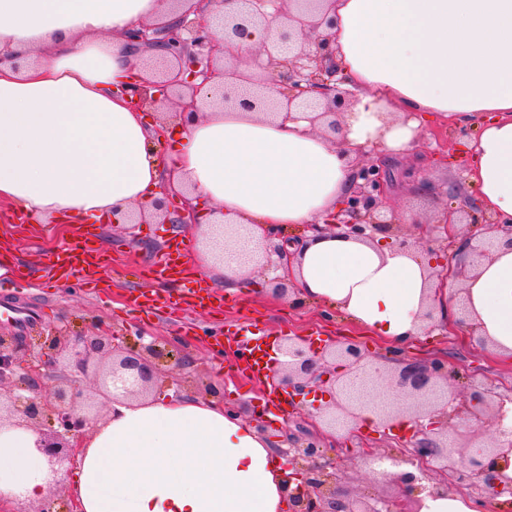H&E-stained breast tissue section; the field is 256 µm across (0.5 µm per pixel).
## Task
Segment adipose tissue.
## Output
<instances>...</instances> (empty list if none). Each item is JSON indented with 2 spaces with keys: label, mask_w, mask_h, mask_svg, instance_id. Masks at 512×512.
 Here are the masks:
<instances>
[{
  "label": "adipose tissue",
  "mask_w": 512,
  "mask_h": 512,
  "mask_svg": "<svg viewBox=\"0 0 512 512\" xmlns=\"http://www.w3.org/2000/svg\"><path fill=\"white\" fill-rule=\"evenodd\" d=\"M331 47L353 93L336 141L304 113L269 121L201 103L159 156L124 93L141 67L122 35L170 20L167 0H0V201L40 223L154 215L165 180L223 211L253 239L337 211L362 152L401 154L424 114L475 134L464 177L483 207L512 223V0H333ZM301 300L399 346L447 317L457 299L486 347L512 356V247L500 245L462 294L429 279L418 250L330 234L293 248ZM225 293L253 279L238 246L216 260ZM37 432L0 429V496L49 493ZM273 441L217 401L159 393L117 403L83 442L69 481L82 512H288Z\"/></svg>",
  "instance_id": "obj_1"
}]
</instances>
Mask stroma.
I'll return each mask as SVG.
<instances>
[{
    "mask_svg": "<svg viewBox=\"0 0 512 512\" xmlns=\"http://www.w3.org/2000/svg\"><path fill=\"white\" fill-rule=\"evenodd\" d=\"M440 126V120L429 121L411 150L384 158L398 212L432 218L448 208L464 205V195H450L448 187L463 174L459 163L467 157L463 146L467 133L451 125L446 127L444 140L438 141L433 132ZM89 231L91 247L106 261L97 277L107 283V290H87L82 275L77 273L47 288L43 285L44 273L61 239L57 225L46 230L38 228L35 219L0 205V252L13 253L25 272L23 281L0 282V294L12 295L42 313L40 322L25 334V341L35 342L51 326L62 327L71 336L85 335L89 317L96 315L127 338H134L136 330L142 329L158 336L161 342L180 348L196 364L191 392L205 396L210 383L220 382L225 397L235 398L242 407L262 400V387L248 382L239 374L237 362L219 359L217 352L238 347L246 335L260 332L277 337L288 333L324 339L346 336L365 345L372 356L383 352L380 340L340 317H328L324 306L310 302L293 306L286 298L273 294L270 277L265 273L241 283L235 294L225 298L223 308L196 309L192 315L195 331L186 333L181 324L165 314L128 308L126 299L134 290L182 294L181 283H154L148 281L147 272L160 260L164 241L175 237L188 243L183 261L192 263L202 244L197 226L143 224L131 236L109 224L90 226ZM410 354L420 359L446 356L463 373L455 384L459 393H469L470 378L475 374L493 379L500 393H512V363L497 362L476 337L462 332L450 335L438 329L418 339Z\"/></svg>",
    "mask_w": 512,
    "mask_h": 512,
    "instance_id": "35a3bbf8",
    "label": "stroma"
}]
</instances>
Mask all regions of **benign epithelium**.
<instances>
[{
    "mask_svg": "<svg viewBox=\"0 0 512 512\" xmlns=\"http://www.w3.org/2000/svg\"><path fill=\"white\" fill-rule=\"evenodd\" d=\"M240 8L224 17V41L202 30L188 13H180L164 24H147L125 36L124 47L138 53L143 48L164 59L153 79L143 80L129 91L134 106L148 109L153 103H168L174 117L194 111L196 100L211 81L220 77L224 85L219 101L225 110L246 109L278 116L292 110L314 112L324 132L336 138L339 117L350 105L351 93L342 89L328 43L336 24L329 0H238ZM279 19L280 32L262 46L270 63L268 77L255 79L226 69L223 49L250 36V29ZM157 210L176 215L179 224L198 223L197 211L188 202L160 200ZM458 224H476V233L464 238L476 258L489 255L495 244L512 246V225L483 212L476 200L457 216ZM399 215L391 207L388 180L381 161L370 160L358 168L343 209L322 224L307 230L322 235L336 232L375 240L383 233L391 244L408 246L394 233ZM444 237L432 253L439 262L432 275L440 281L455 280L465 274L449 261V251L458 244L453 225H443ZM288 239L276 242L266 236L255 242L253 260L258 270L281 269L287 260ZM269 378L276 388L288 390L289 405L297 406L314 389L335 391L336 399L316 414L321 426L348 440L361 432L357 406L375 403L377 424L382 436L396 432L397 420L411 417L412 427L402 434L408 454L400 458L378 454L366 448H345L355 464L392 485L389 496L351 495L340 489V469L336 457L327 453L320 438L305 433L300 437L284 432L285 447L278 449L285 460L286 482L295 485L289 512H419L416 494L426 489L446 494L454 489H474L487 499L512 497V479L496 470L497 460L512 455V437L500 430V439L484 448L456 446L451 435H462L463 425H477L492 416L503 422L506 402L486 380L464 397L455 392L458 371L445 358L427 362L393 356L396 372L368 379L378 387L374 393H350L345 372L367 373L369 350L347 341H327L315 345L303 338L284 336ZM168 367L177 375V386L190 387L194 361L161 347L156 340L139 341L135 347L118 342L112 331L94 321L88 334L70 336L53 327L39 343L26 347L13 336H0V428L5 424L35 430L40 435L38 451L47 459L50 484L64 486L71 461L88 430L98 421L96 401L86 386L94 374L104 406L144 395L151 382ZM56 378L55 387L44 390L45 378ZM404 464L417 473L402 471ZM453 471L455 479H442L427 487L424 481L434 474ZM12 512H74L71 501L57 492L49 494L32 509L16 507Z\"/></svg>",
    "mask_w": 512,
    "mask_h": 512,
    "instance_id": "1",
    "label": "benign epithelium"
}]
</instances>
